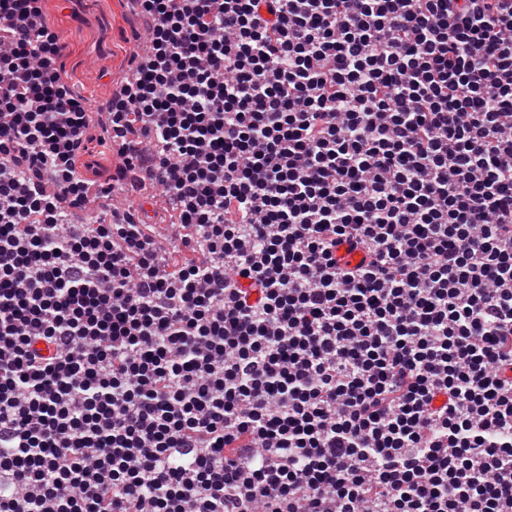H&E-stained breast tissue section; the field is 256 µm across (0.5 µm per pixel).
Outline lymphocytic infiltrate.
<instances>
[{"label":"lymphocytic infiltrate","mask_w":512,"mask_h":512,"mask_svg":"<svg viewBox=\"0 0 512 512\" xmlns=\"http://www.w3.org/2000/svg\"><path fill=\"white\" fill-rule=\"evenodd\" d=\"M136 2L91 112L0 0V512H512V0ZM82 163L86 167L83 168L86 179L91 184V192L93 193L89 203L93 206L87 205L83 212H79L71 216L69 224H86L92 217L103 216L110 213L112 209V195L108 198H103L95 194V187L97 184L104 183L108 180L112 182V172L116 165V157L105 146L99 144L95 139L88 143V148L84 153ZM116 194L124 195L130 202H134L135 206L141 204L147 211V215L151 217L149 218L151 224H175L173 222H176L172 212L166 209L167 206L158 201V196L162 194L157 188H154L153 192H146L141 189H133L127 182L125 191H119Z\"/></svg>","instance_id":"f902f5d3"}]
</instances>
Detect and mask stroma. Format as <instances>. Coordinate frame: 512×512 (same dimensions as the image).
<instances>
[{
	"label": "stroma",
	"mask_w": 512,
	"mask_h": 512,
	"mask_svg": "<svg viewBox=\"0 0 512 512\" xmlns=\"http://www.w3.org/2000/svg\"><path fill=\"white\" fill-rule=\"evenodd\" d=\"M46 7L68 51L61 64L71 88L89 109L129 72L132 54L148 38V21L126 0H48Z\"/></svg>",
	"instance_id": "35a3bbf8"
}]
</instances>
